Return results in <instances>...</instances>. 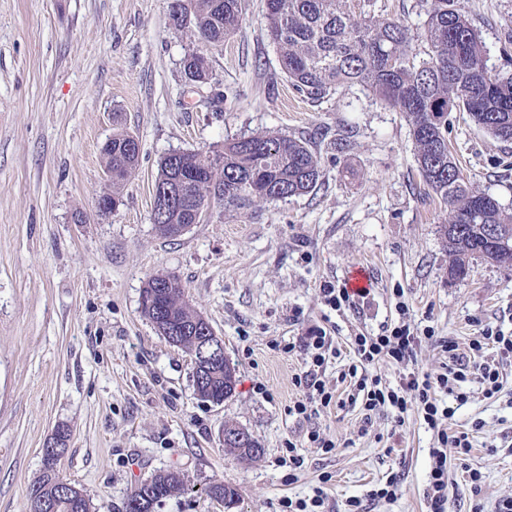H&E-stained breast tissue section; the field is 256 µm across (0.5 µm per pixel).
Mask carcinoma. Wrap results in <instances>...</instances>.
<instances>
[{"label": "carcinoma", "instance_id": "carcinoma-1", "mask_svg": "<svg viewBox=\"0 0 512 512\" xmlns=\"http://www.w3.org/2000/svg\"><path fill=\"white\" fill-rule=\"evenodd\" d=\"M245 0H170V26L188 31L197 40L218 47L239 29ZM267 36L275 45L282 72L296 88L322 99L340 88L360 85L389 106L403 112L410 126L418 170L448 210L440 226L448 252V276L466 279L477 261L512 266V213L492 195L468 188L448 148V116L464 112L478 127L503 141H512V76L488 67L479 33L468 18L462 0H434L422 35L425 57L412 46L409 30L394 19L355 18L346 0H266ZM186 76L207 84L208 60L192 50L182 59ZM106 171L112 187L122 185L138 165L139 141L119 132L105 144ZM189 181L181 204L152 216L165 238L199 224L198 199L241 210L257 200L279 201L313 191L320 181V160L306 142L288 136L248 135L224 143L213 154L182 151L166 155L159 164L154 190ZM154 295V306L142 307L150 320L159 319L180 330L176 345L188 351L209 322L186 300L181 281L154 275L143 288ZM235 370L209 376L201 398L232 396ZM256 441L226 443L224 448L242 461L257 457ZM151 501L161 503L185 491L177 469L150 477ZM32 490L55 502V512H91V504L76 486L60 484L48 466ZM211 498L233 503L237 489L224 482L209 487Z\"/></svg>", "mask_w": 512, "mask_h": 512}]
</instances>
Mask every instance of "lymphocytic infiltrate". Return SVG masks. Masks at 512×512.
Returning a JSON list of instances; mask_svg holds the SVG:
<instances>
[{
	"label": "lymphocytic infiltrate",
	"mask_w": 512,
	"mask_h": 512,
	"mask_svg": "<svg viewBox=\"0 0 512 512\" xmlns=\"http://www.w3.org/2000/svg\"><path fill=\"white\" fill-rule=\"evenodd\" d=\"M401 315L399 323L384 327L381 333L355 334L353 349L358 359L356 365L348 369L354 387L362 395L364 411L371 412L382 407H390L397 423H404L409 410H417L428 427L436 432L439 446L432 451L434 459L429 475L427 499L430 512H446L448 502V470L446 447H454L463 455H470L472 443L468 433L453 430L451 421L458 406L467 403L470 394L464 391L467 382L480 385L485 397H492L500 389V368L512 360V333L502 328L485 326L478 339L469 345L468 353H461L457 344L450 339L435 338L432 331L421 330L408 321L409 307L399 303ZM426 342L435 343L448 361L437 374L419 371L415 366L416 350ZM301 348L310 356L306 370L293 377L294 385L303 394L295 402L292 412L297 416H307L310 404L327 409L336 402V395L327 388L322 379L323 368L335 354L332 337L325 329L317 327L300 337L298 344H286L284 352ZM389 362L401 369L397 387L381 386L379 379L359 374V366H370L379 362ZM452 399L451 405L440 401L441 395Z\"/></svg>",
	"instance_id": "1"
}]
</instances>
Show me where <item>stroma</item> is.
I'll return each instance as SVG.
<instances>
[{"label":"stroma","mask_w":512,"mask_h":512,"mask_svg":"<svg viewBox=\"0 0 512 512\" xmlns=\"http://www.w3.org/2000/svg\"><path fill=\"white\" fill-rule=\"evenodd\" d=\"M350 2L417 37L431 0ZM264 3L246 0L238 32L210 52L211 86L224 99L206 107L181 66L196 40L171 28L169 0H0V512H32L41 450L59 428L69 432L59 473L94 512H125L137 483L170 468L188 490L158 512H276L282 497L313 496L325 474L337 512L351 499L370 512H429L437 436L417 413L399 426L389 408L368 415L349 403L341 376L357 362L351 338L397 323L402 299L419 328L468 352L485 325L512 331V268L483 263L449 281L439 235L448 211L421 179L404 115L359 86L320 100L294 89ZM466 11L489 67L512 73V0H466ZM121 129L140 156L116 190L102 148ZM340 133L349 145L339 152ZM251 134L309 142L317 189L237 212L215 204L180 237H161L151 220L160 159ZM448 144L468 186L512 212V141L454 112ZM111 191L119 202L99 216L95 200ZM357 266L371 275L370 294L354 309L325 306L321 285ZM161 273L179 278L224 339L238 383L223 404L197 394L191 354L142 312V289ZM317 326L334 338L323 379L341 404L304 419L289 412L302 397L292 377L306 360L297 342ZM501 381L490 399L468 384L454 416L482 488L472 494L447 449V512L477 501L493 512L512 496V364ZM228 423L254 436L259 458L225 452ZM314 429L336 450L310 447ZM289 439L305 459L294 475L280 461ZM391 474L403 480L398 497L370 500ZM219 481L238 489L237 504L208 496Z\"/></svg>","instance_id":"35a3bbf8"}]
</instances>
